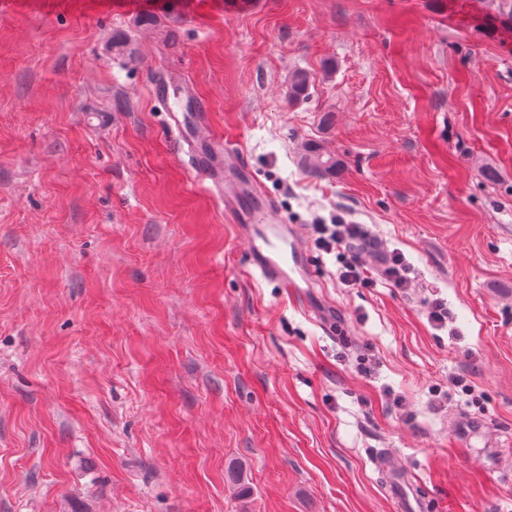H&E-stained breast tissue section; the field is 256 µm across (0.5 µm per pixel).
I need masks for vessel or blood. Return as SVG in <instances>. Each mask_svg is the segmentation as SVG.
I'll use <instances>...</instances> for the list:
<instances>
[{"mask_svg": "<svg viewBox=\"0 0 512 512\" xmlns=\"http://www.w3.org/2000/svg\"><path fill=\"white\" fill-rule=\"evenodd\" d=\"M153 91L166 112L168 124L177 134L181 145L186 146L189 163L203 178L209 179L224 199L225 212L232 223L243 225L249 247L251 264L261 277L274 281L292 296L303 297L304 290L311 285L310 268L306 252L289 230L285 220L278 217L274 201L257 187L248 184L250 175L236 149L228 141L209 136L213 153L223 155V167L206 163L196 143L200 138V127H188L185 115L189 112L206 113V101L192 96H171L169 82L165 76H157ZM378 465L392 472L387 485L395 500L405 512H432L434 504L430 497L420 492H408L404 480L397 478L399 469L394 457L383 453L377 458Z\"/></svg>", "mask_w": 512, "mask_h": 512, "instance_id": "b4317fda", "label": "vessel or blood"}]
</instances>
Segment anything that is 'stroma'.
<instances>
[{"instance_id": "35a3bbf8", "label": "stroma", "mask_w": 512, "mask_h": 512, "mask_svg": "<svg viewBox=\"0 0 512 512\" xmlns=\"http://www.w3.org/2000/svg\"><path fill=\"white\" fill-rule=\"evenodd\" d=\"M236 2L0 12V512H397L381 451L439 512H512L501 0ZM160 70L293 225L305 300L252 273ZM311 147L336 174L306 171ZM339 219L366 233L371 287L315 245ZM394 252L405 292L383 275ZM459 374L478 403L439 405Z\"/></svg>"}]
</instances>
